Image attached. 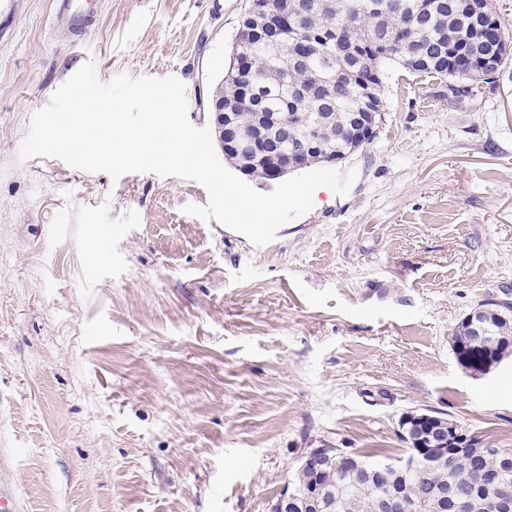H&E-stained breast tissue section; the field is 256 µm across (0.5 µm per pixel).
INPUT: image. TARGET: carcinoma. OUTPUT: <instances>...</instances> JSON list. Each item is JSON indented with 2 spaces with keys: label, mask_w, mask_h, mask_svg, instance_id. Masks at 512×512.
<instances>
[{
  "label": "carcinoma",
  "mask_w": 512,
  "mask_h": 512,
  "mask_svg": "<svg viewBox=\"0 0 512 512\" xmlns=\"http://www.w3.org/2000/svg\"><path fill=\"white\" fill-rule=\"evenodd\" d=\"M276 5L296 14L303 8L306 15L297 31L283 32V46L288 53L298 50L296 42L308 41L310 31L328 36L341 34L339 42L325 45L313 42L309 66H298L288 71H274L266 67L263 47L255 45L248 50L251 63L247 71L237 74L233 67L217 86L212 98L230 104L235 101L240 87L248 84L259 94L263 111L276 112L280 126L291 136L302 137L307 131L317 136L321 151L305 159L311 167L330 155L340 162L347 158L352 148L369 144L375 132L365 133L352 125V113L362 110L364 91L372 88L373 101L369 108L382 104L384 73L382 66L393 62L410 72L429 78L454 77L448 52H462L471 60V70L464 79L471 86L464 92L472 94L489 76L480 69L478 53L471 47L460 45L468 37L467 16L461 11L462 0H398L400 6L389 14L370 12L371 0H275ZM482 18L492 30L502 29L494 0H484ZM359 42L358 56L340 57V48L347 38ZM323 71L336 72V95L328 106L314 104L300 113L287 101L286 86L313 87V77ZM237 138L240 151L226 160L245 176L263 179L265 163L255 156L251 144L256 135L253 109L241 108L237 117ZM475 321L482 325V334L473 329L469 318L464 317L453 330L450 344L458 363L475 376L488 374L504 358L512 354V315L502 312ZM429 435L425 429L414 430L407 440L406 456L420 460L421 470L406 477L408 495L417 498L418 489L424 485L446 486L455 484L470 491L475 504L471 512H506L500 502L503 486L512 490V453L498 448H478L474 437L463 434L462 447L450 448L455 454L448 466L441 463V449L420 448L418 440ZM483 454L481 464L499 476V484L483 485L475 467L473 453ZM367 472L355 473L336 466L332 460L315 469L300 461L291 490L297 495L292 512H379L380 498L386 493L375 476L380 470H389L394 463L383 460H365Z\"/></svg>",
  "instance_id": "cac0c4a2"
}]
</instances>
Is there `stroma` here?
I'll return each instance as SVG.
<instances>
[{
    "label": "stroma",
    "mask_w": 512,
    "mask_h": 512,
    "mask_svg": "<svg viewBox=\"0 0 512 512\" xmlns=\"http://www.w3.org/2000/svg\"><path fill=\"white\" fill-rule=\"evenodd\" d=\"M248 0H13L0 40V492L13 512H271L307 449L404 454L446 413L512 451V358L482 377L450 336L512 306V65L481 94L386 70L356 170L258 247L184 214L198 182L24 160L32 114L84 63L211 95ZM65 12L73 19L75 26H89L94 19L91 16L90 3L88 0H62Z\"/></svg>",
    "instance_id": "stroma-1"
}]
</instances>
